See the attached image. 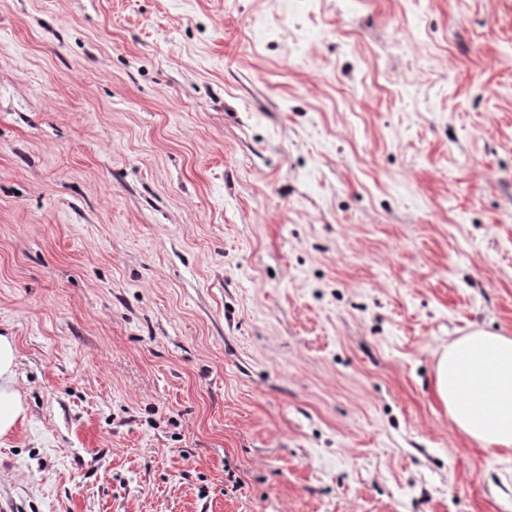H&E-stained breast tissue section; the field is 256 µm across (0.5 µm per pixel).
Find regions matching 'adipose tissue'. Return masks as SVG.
Returning a JSON list of instances; mask_svg holds the SVG:
<instances>
[{
	"label": "adipose tissue",
	"mask_w": 512,
	"mask_h": 512,
	"mask_svg": "<svg viewBox=\"0 0 512 512\" xmlns=\"http://www.w3.org/2000/svg\"><path fill=\"white\" fill-rule=\"evenodd\" d=\"M16 360L12 338L0 335V438L25 418ZM434 388L459 431L491 455L512 451V335L476 328L453 339L437 358Z\"/></svg>",
	"instance_id": "1"
}]
</instances>
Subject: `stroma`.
Returning a JSON list of instances; mask_svg holds the SVG:
<instances>
[{"label":"stroma","mask_w":512,"mask_h":512,"mask_svg":"<svg viewBox=\"0 0 512 512\" xmlns=\"http://www.w3.org/2000/svg\"><path fill=\"white\" fill-rule=\"evenodd\" d=\"M512 334V0H0V512H512L432 391ZM16 349L12 338L0 335V438L25 419L26 408L15 388Z\"/></svg>","instance_id":"35a3bbf8"}]
</instances>
